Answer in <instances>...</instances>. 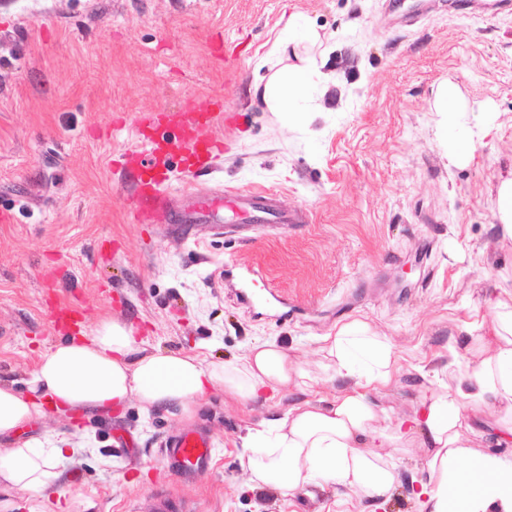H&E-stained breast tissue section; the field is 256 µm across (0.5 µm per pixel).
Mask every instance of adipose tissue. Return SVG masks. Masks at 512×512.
<instances>
[{
  "instance_id": "obj_1",
  "label": "adipose tissue",
  "mask_w": 512,
  "mask_h": 512,
  "mask_svg": "<svg viewBox=\"0 0 512 512\" xmlns=\"http://www.w3.org/2000/svg\"><path fill=\"white\" fill-rule=\"evenodd\" d=\"M323 40L306 17L290 13L273 43L295 60L264 83L261 99L289 122L312 123L300 103L329 87L311 50ZM434 108L451 131L448 159H471L494 125L491 112H470L453 81L442 82ZM492 318L468 354L449 348L440 378L424 387L412 413L391 416L379 391L398 373L390 341L366 321L353 320L322 337L321 366L342 385L332 398H313L321 377L273 341L229 360L148 350L135 328L117 317L97 322L90 336L47 349L19 382L0 380V512L24 494L27 512L53 504L89 506L82 488L62 480V463L77 452L67 437L40 444L18 441L22 427L50 416L108 412L137 404L143 413L178 409L192 418L214 392L242 404L263 403L294 388L307 400L270 427L249 430L240 466L256 488L304 489L332 482L373 503L397 482L396 453L424 451L426 481L415 497L419 512H512V290L487 302ZM492 416L496 450L469 448L473 422Z\"/></svg>"
}]
</instances>
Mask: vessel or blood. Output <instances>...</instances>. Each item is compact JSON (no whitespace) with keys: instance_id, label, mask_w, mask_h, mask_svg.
I'll list each match as a JSON object with an SVG mask.
<instances>
[{"instance_id":"obj_1","label":"vessel or blood","mask_w":512,"mask_h":512,"mask_svg":"<svg viewBox=\"0 0 512 512\" xmlns=\"http://www.w3.org/2000/svg\"><path fill=\"white\" fill-rule=\"evenodd\" d=\"M225 118L224 99L219 95L192 97L173 110H148L134 117L135 140L121 156V166L131 184L128 215L137 224H169L176 220L170 170H206L224 155V141L213 129ZM239 208L249 213L276 216L281 223H294V215L278 211L275 195L264 188L225 193L202 201L189 214L192 222L222 223V213ZM87 307L60 302L51 310L49 322L57 335L79 336ZM214 442L204 427L178 432L161 444V456L170 474L193 479L212 463Z\"/></svg>"}]
</instances>
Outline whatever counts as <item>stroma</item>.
<instances>
[{
	"instance_id": "1",
	"label": "stroma",
	"mask_w": 512,
	"mask_h": 512,
	"mask_svg": "<svg viewBox=\"0 0 512 512\" xmlns=\"http://www.w3.org/2000/svg\"><path fill=\"white\" fill-rule=\"evenodd\" d=\"M298 11L333 36L334 82L307 103L310 126L266 111L250 87L282 17ZM239 58L216 63L214 43ZM457 83L494 129L467 163L448 162L432 102ZM219 94L224 162L181 174L176 208L214 191L264 186L283 212L239 231L133 224L119 160L135 138L120 114L170 110ZM512 171V0H0V379L21 380L58 342L57 299L133 323L150 346L228 359L273 341L318 363L320 339L361 319L387 336L401 371L380 393L415 407L449 345L472 347L512 247L497 243L491 192ZM244 405L215 392L195 417L215 443L211 471L169 477L159 451L186 427L137 405L76 423L47 418L23 440L77 426L85 450L63 465L89 512H152L174 490L189 512H418L421 451L399 456L386 502L321 483L253 489L238 464L247 428L296 402Z\"/></svg>"
}]
</instances>
